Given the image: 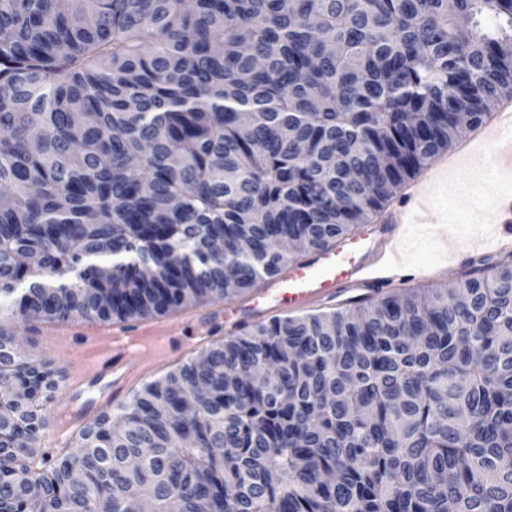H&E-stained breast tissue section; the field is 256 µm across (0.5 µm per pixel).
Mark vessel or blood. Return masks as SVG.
I'll return each mask as SVG.
<instances>
[{
	"instance_id": "1",
	"label": "vessel or blood",
	"mask_w": 512,
	"mask_h": 512,
	"mask_svg": "<svg viewBox=\"0 0 512 512\" xmlns=\"http://www.w3.org/2000/svg\"><path fill=\"white\" fill-rule=\"evenodd\" d=\"M475 139H491L499 147V169L512 171V105L500 107L489 120L478 127ZM473 154L470 143L464 142L442 154L425 179L413 181L405 197L387 209L376 223L367 225L360 232L336 245L335 248L316 254L312 259L291 266L287 273L274 278L262 292L264 300L298 310L311 306L318 300H333L347 304L355 297L369 295L384 287L389 279L387 266L381 260L398 236L402 225L428 224L432 221L430 189L438 183L441 173L455 170L466 164ZM477 211L494 212L501 223L512 222V197L498 196L479 200ZM167 325L126 330L103 328L99 334L104 339L102 347L88 350L87 356L104 362L111 379L103 387L104 401L122 393L138 372L149 371L162 353ZM142 359L139 370L128 364L130 356Z\"/></svg>"
}]
</instances>
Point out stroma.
Segmentation results:
<instances>
[{"instance_id":"1","label":"stroma","mask_w":512,"mask_h":512,"mask_svg":"<svg viewBox=\"0 0 512 512\" xmlns=\"http://www.w3.org/2000/svg\"><path fill=\"white\" fill-rule=\"evenodd\" d=\"M496 154V144H483L477 158L438 188L433 223L410 225L404 254L410 264L418 267L423 287L438 288L451 280L473 274L488 275L501 264H512V254L481 264L466 259L474 240L493 239L501 230L500 225L488 223L486 218L475 214L476 195L487 198L512 195V174L497 171ZM253 297V292L248 291L220 302L172 312L171 317L178 325L166 339L165 360L147 374V381L164 379L211 344L236 335V328L226 321L225 315L244 308ZM16 332L27 355L51 361L62 373L59 389L46 408L48 416H55L63 408L82 414L88 402L96 397L97 388L90 385L77 394L70 384L88 371L80 360L81 354L101 343L91 322L80 318L52 323L30 319L18 323Z\"/></svg>"}]
</instances>
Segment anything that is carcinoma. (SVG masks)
<instances>
[{"label": "carcinoma", "mask_w": 512, "mask_h": 512, "mask_svg": "<svg viewBox=\"0 0 512 512\" xmlns=\"http://www.w3.org/2000/svg\"><path fill=\"white\" fill-rule=\"evenodd\" d=\"M506 96L512 0H0V512H512V266L230 336L79 462L11 330L248 292Z\"/></svg>", "instance_id": "obj_1"}]
</instances>
